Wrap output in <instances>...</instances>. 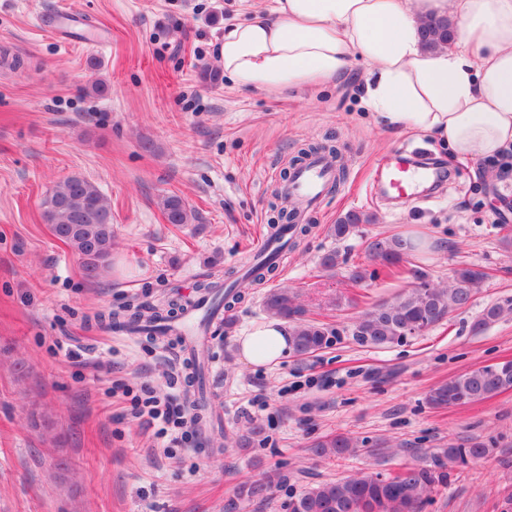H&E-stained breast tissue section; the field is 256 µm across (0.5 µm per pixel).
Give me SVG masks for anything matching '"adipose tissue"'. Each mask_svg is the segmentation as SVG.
<instances>
[{
	"label": "adipose tissue",
	"instance_id": "ef3b65f1",
	"mask_svg": "<svg viewBox=\"0 0 512 512\" xmlns=\"http://www.w3.org/2000/svg\"><path fill=\"white\" fill-rule=\"evenodd\" d=\"M455 20L453 38L426 48L421 22ZM368 68L365 101L384 124L431 135L458 159L512 153V0H273L224 29V75L259 91L339 79L353 56ZM260 367L292 352L278 318L235 339Z\"/></svg>",
	"mask_w": 512,
	"mask_h": 512
}]
</instances>
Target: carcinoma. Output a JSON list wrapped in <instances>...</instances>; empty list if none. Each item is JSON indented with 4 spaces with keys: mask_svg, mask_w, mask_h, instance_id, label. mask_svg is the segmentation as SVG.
<instances>
[{
    "mask_svg": "<svg viewBox=\"0 0 512 512\" xmlns=\"http://www.w3.org/2000/svg\"><path fill=\"white\" fill-rule=\"evenodd\" d=\"M453 27L446 18H427L422 26L425 45L435 48L449 41ZM168 223L180 226L189 223L192 214L178 196L164 201ZM43 217L52 233L67 244L81 260L84 275L96 279L108 267L112 254V204L89 179L74 175L57 183L43 201ZM365 222L357 213H348L328 228V233L340 240ZM414 249L412 242L400 236L382 237L368 245L369 256L380 265L390 268L403 262ZM270 259L255 261L247 274L225 285L210 282L199 285L201 297L193 301L179 297L175 300L153 303L141 301L132 307L114 310L109 314L112 323H136L139 331L154 336L172 334L173 324L180 320L189 307H207L208 318L219 309L230 310L232 303L244 296L245 288L261 282L273 272ZM413 279L411 288L399 293L393 301L373 304L356 320L353 336L368 347H385L407 339L414 328L424 332L444 320L451 313L470 302L474 291L485 278V273L469 265L453 270L450 285L434 286L419 269L409 268ZM263 310L271 317L292 323L293 353L305 359L327 348L336 333L324 324L307 317V309L289 289L273 290L263 301ZM505 312L499 304L484 309L474 328L482 329L497 321ZM512 390V360L491 371V366H479L453 376L429 391L427 403L434 408H447L491 398ZM366 449L372 455L375 449L366 447V441L347 434H329L310 444L313 455L324 459L340 458ZM493 453L481 441L441 448L430 454L423 464H407L393 475L380 471H363L334 481H325L305 489L290 502V512H422L432 493L448 487V474L456 467H464ZM275 477L244 484L234 499L224 504V512H237L240 501L268 494Z\"/></svg>",
    "mask_w": 512,
    "mask_h": 512,
    "instance_id": "1",
    "label": "carcinoma"
}]
</instances>
